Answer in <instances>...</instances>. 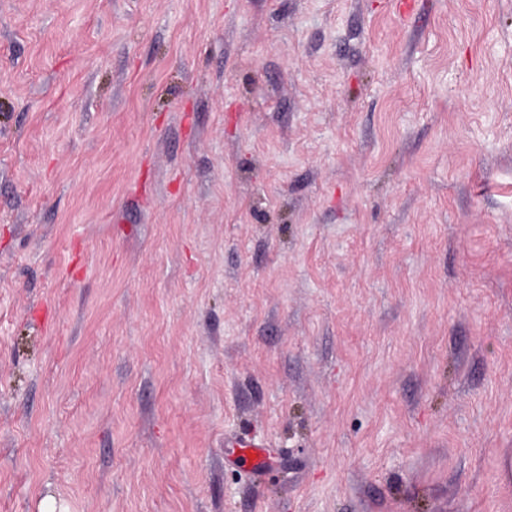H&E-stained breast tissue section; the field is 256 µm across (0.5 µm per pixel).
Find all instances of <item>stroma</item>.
<instances>
[{
	"label": "stroma",
	"instance_id": "stroma-1",
	"mask_svg": "<svg viewBox=\"0 0 512 512\" xmlns=\"http://www.w3.org/2000/svg\"><path fill=\"white\" fill-rule=\"evenodd\" d=\"M49 507L512 512V0H0V512ZM234 446L241 448L244 452L240 456L239 461L245 462L255 458L250 468V472L254 475H262L266 470L268 451L265 449L267 445L258 441H237Z\"/></svg>",
	"mask_w": 512,
	"mask_h": 512
}]
</instances>
